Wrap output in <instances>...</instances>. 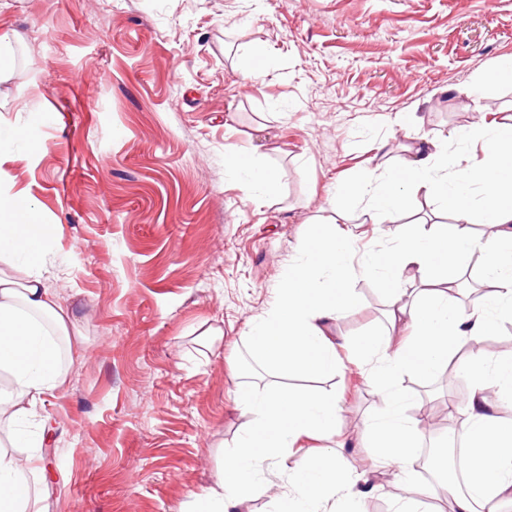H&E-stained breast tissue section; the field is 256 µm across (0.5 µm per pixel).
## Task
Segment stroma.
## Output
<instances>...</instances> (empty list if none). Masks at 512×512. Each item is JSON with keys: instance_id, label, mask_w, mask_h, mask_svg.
<instances>
[{"instance_id": "1", "label": "stroma", "mask_w": 512, "mask_h": 512, "mask_svg": "<svg viewBox=\"0 0 512 512\" xmlns=\"http://www.w3.org/2000/svg\"><path fill=\"white\" fill-rule=\"evenodd\" d=\"M0 29L18 36L0 195L35 209L70 313L40 409L41 512H183L248 423L244 384L336 392L358 432L377 410L362 345L410 333L389 330L376 278L350 280L331 375L271 369L244 337L293 245L363 212L379 145L392 168L420 138L480 158L472 127L512 123V83L490 78L512 57V0H6ZM462 382L398 379L428 418Z\"/></svg>"}]
</instances>
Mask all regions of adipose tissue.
<instances>
[{"label":"adipose tissue","mask_w":512,"mask_h":512,"mask_svg":"<svg viewBox=\"0 0 512 512\" xmlns=\"http://www.w3.org/2000/svg\"><path fill=\"white\" fill-rule=\"evenodd\" d=\"M474 137L485 149L480 163L451 165L441 149L410 147L396 171L370 170L359 185L368 199L369 223H395L405 189L413 188L439 197L454 212L449 231L418 224L392 233L387 247L366 254L358 265L352 261L354 228L320 236L298 249L276 302L247 334L251 351L269 366L328 375L339 365L334 324L358 303L348 286L354 270L384 284L390 319L410 321L417 331L403 343L372 340L365 361L378 409L358 437L374 448L379 467L393 471L401 512H428L437 490L414 479L412 463L425 431L403 414L396 379L406 371L433 376L463 349L468 357L458 370L468 377L470 390L456 408V436L473 473L465 490L449 487L451 512H503L512 504V423L504 420L512 411V358L494 357L483 348L497 320L512 318V123L478 128ZM474 183L487 194L486 230L478 236L468 228V189ZM43 235L31 206L0 198V263L19 252L27 256L23 279L0 266V371L13 380L11 390H0V415L17 421L36 416L43 395L57 386L56 339L66 334L69 321L42 281ZM473 254L482 259L488 291L470 308L443 287L465 276L464 259ZM238 405L250 421L226 453L215 488L191 512H239L258 476L315 436L328 446L298 457L283 475L271 493L277 512H343L345 505L361 504L376 492L369 475L331 446L339 435L335 393H261L246 385ZM46 441L43 435L30 441L31 453L22 459L0 453V512H29L35 506L34 492L45 479L40 461Z\"/></svg>","instance_id":"1"}]
</instances>
